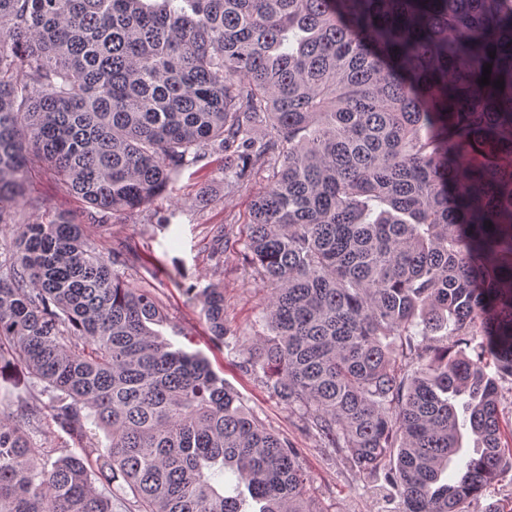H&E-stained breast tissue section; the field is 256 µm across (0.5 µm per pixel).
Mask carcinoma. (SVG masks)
<instances>
[{
  "instance_id": "carcinoma-1",
  "label": "carcinoma",
  "mask_w": 512,
  "mask_h": 512,
  "mask_svg": "<svg viewBox=\"0 0 512 512\" xmlns=\"http://www.w3.org/2000/svg\"><path fill=\"white\" fill-rule=\"evenodd\" d=\"M214 156L273 170L244 238L213 230L270 335L187 285L213 340L398 512H468L512 472V0H0V373L33 387L0 412V512H112L118 479L134 512H322L298 449L156 330L130 245L89 243ZM35 161L90 224L22 218ZM122 481L110 484L97 483L100 491L105 493L112 500V512H129L131 508L132 496H128L122 487Z\"/></svg>"
}]
</instances>
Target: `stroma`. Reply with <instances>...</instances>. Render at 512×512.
<instances>
[{
  "instance_id": "35a3bbf8",
  "label": "stroma",
  "mask_w": 512,
  "mask_h": 512,
  "mask_svg": "<svg viewBox=\"0 0 512 512\" xmlns=\"http://www.w3.org/2000/svg\"><path fill=\"white\" fill-rule=\"evenodd\" d=\"M270 172V167H260L247 181L229 186L218 162L202 170L188 168L176 177L173 191L152 208L110 216L106 227L92 231L91 243L106 256L121 241L135 242L137 254L125 274L132 287L155 295L167 317L163 335L174 347L203 355L263 425L299 449L311 492L323 512H392L383 481L356 474L345 452L325 445L302 410L285 405L263 374L246 371L242 355L213 341L200 305L187 300L181 290L185 283L220 286L227 327L246 342L267 335L260 320L264 284L244 252L225 253L223 267H216L210 229L220 224L230 235L240 236L249 206ZM202 185L209 195L205 204L197 196ZM27 198V220L41 221L62 212L74 223L88 221L83 202L65 190L53 171L43 168L29 174ZM159 213L171 215L168 229L157 226Z\"/></svg>"
}]
</instances>
